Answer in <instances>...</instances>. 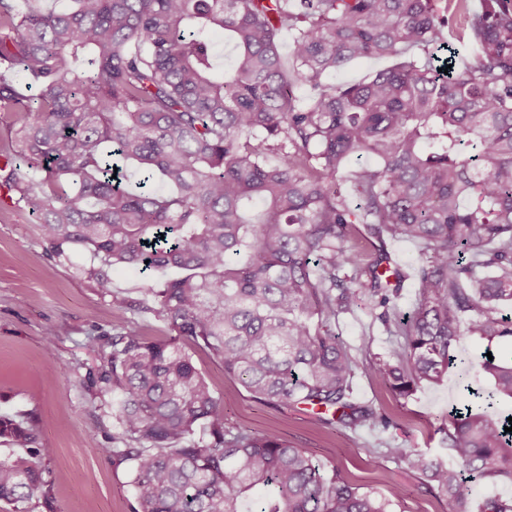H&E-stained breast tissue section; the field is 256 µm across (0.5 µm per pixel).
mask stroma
<instances>
[{"instance_id": "obj_1", "label": "stroma", "mask_w": 512, "mask_h": 512, "mask_svg": "<svg viewBox=\"0 0 512 512\" xmlns=\"http://www.w3.org/2000/svg\"><path fill=\"white\" fill-rule=\"evenodd\" d=\"M89 264L90 256L83 252L66 258L51 255L38 219L14 203L0 202V415L26 422L39 443L53 450L40 460L46 483L25 503L26 512H132L130 465L116 462L110 452L115 421L95 382L96 354L89 339L116 334L122 325L153 339L168 338L170 331L152 310L149 288L157 274L113 270L112 296L135 302L125 309L101 295L85 272ZM367 327L372 330L371 353H402L403 337L386 335L361 310L340 315L335 331L355 346ZM193 359L231 422L277 433L308 449L318 464L338 469L361 490L383 496L399 490L390 512H448L447 501L428 493L403 463L370 453L376 433L330 429L310 410L255 402L207 353L194 351ZM476 381L474 368L455 366L440 383L422 385L401 399L360 375L354 380V397L391 415L395 447L440 454L442 418L463 400L464 385Z\"/></svg>"}]
</instances>
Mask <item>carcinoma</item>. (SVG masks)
I'll return each instance as SVG.
<instances>
[{"instance_id": "obj_1", "label": "carcinoma", "mask_w": 512, "mask_h": 512, "mask_svg": "<svg viewBox=\"0 0 512 512\" xmlns=\"http://www.w3.org/2000/svg\"><path fill=\"white\" fill-rule=\"evenodd\" d=\"M369 59L398 63L326 83ZM0 112L13 132L0 182L41 216L53 253L88 251L106 296L115 266L186 272L149 288L175 340L125 326L90 337L118 424L112 455L133 462V512L391 504L307 449L230 422L179 340L261 403L385 433L392 419L353 398L357 370L407 398L442 379L466 338L512 339L501 309L512 302V0H0ZM362 155L373 164L354 175L353 205L343 169ZM394 239L419 246L413 272L387 250ZM410 277L417 298L403 312ZM357 309L404 337L398 361L361 362L336 336V318ZM477 366L490 386L448 415L453 462L373 449L448 512H473L463 472L512 480L497 412L512 401V358ZM1 437L37 440L3 418ZM44 474L31 457L0 459V504L21 512Z\"/></svg>"}]
</instances>
